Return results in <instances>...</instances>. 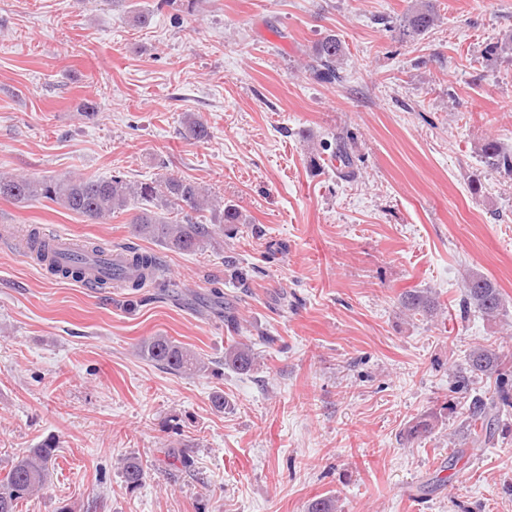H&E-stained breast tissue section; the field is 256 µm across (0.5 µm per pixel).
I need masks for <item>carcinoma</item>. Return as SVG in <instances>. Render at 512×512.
<instances>
[{
    "label": "carcinoma",
    "mask_w": 512,
    "mask_h": 512,
    "mask_svg": "<svg viewBox=\"0 0 512 512\" xmlns=\"http://www.w3.org/2000/svg\"><path fill=\"white\" fill-rule=\"evenodd\" d=\"M438 19L435 0H416L414 6L401 16L400 28L404 36L418 38L428 33ZM344 56L343 41L328 33L314 44L305 69L321 83H341L345 80L342 71ZM508 58L512 59V31L487 44L484 50V60L488 63ZM185 132L197 141L210 138L208 126L195 117L186 119ZM308 150L318 155L329 152V158L339 162L337 177L350 179L355 176L349 137L338 135L334 141H321ZM477 153L486 169L512 176V149L499 140H484L477 147ZM2 198L18 203L46 199L91 220L122 214L127 211L130 201L141 200L146 207L130 218L131 234L186 253L203 249L212 239V228L198 221L195 214L209 209L222 224L246 223L236 206L220 205L199 183L177 176L159 182H132L119 173L109 178L70 174L47 179L0 174ZM30 247L43 262L51 265L53 274L64 279H81L87 265L93 263L101 267L106 280L122 281L133 291L140 290L141 279L154 274L158 265L154 254L136 246L125 247L128 265L137 272L134 277L125 269L114 266L106 252L91 241L62 257L52 245L36 237L31 239ZM400 304L413 317L419 315L434 319L442 313L437 298L427 291H407L401 295ZM459 306L461 314L473 309L488 321H500L506 315L505 300L497 283L473 269L467 270L463 277ZM140 352L161 368L179 375H196L208 370L204 360L167 336L143 340ZM255 364V353L248 344L236 341L224 350V366L238 374L250 373ZM467 371L472 377H494L499 382L495 395L475 397L467 410L466 434L472 444L481 445L489 441L498 429L501 409L512 406V388L509 387L512 355L491 344L478 346L468 354ZM57 448L59 440L48 436L15 459L6 476L0 479V512H16L18 503L42 490ZM122 474L128 487L137 488L145 481L148 470L137 459L129 458L123 463Z\"/></svg>",
    "instance_id": "cac0c4a2"
}]
</instances>
